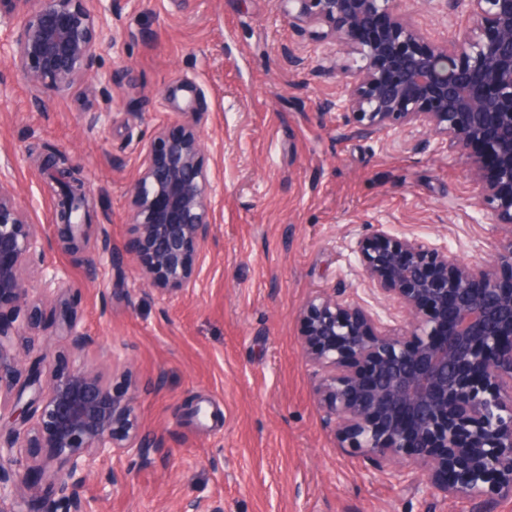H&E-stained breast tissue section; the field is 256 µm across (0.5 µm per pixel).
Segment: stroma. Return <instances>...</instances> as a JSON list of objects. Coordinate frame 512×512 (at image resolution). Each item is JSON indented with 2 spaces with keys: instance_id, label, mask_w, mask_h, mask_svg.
<instances>
[{
  "instance_id": "35a3bbf8",
  "label": "stroma",
  "mask_w": 512,
  "mask_h": 512,
  "mask_svg": "<svg viewBox=\"0 0 512 512\" xmlns=\"http://www.w3.org/2000/svg\"><path fill=\"white\" fill-rule=\"evenodd\" d=\"M413 19L445 39L464 13L408 0ZM299 58L288 65L285 54ZM347 55L289 25L280 0H112V38L89 84L34 90L0 56V169L16 203L46 233L42 265L67 270L85 332L84 354L64 340L63 305L36 332L60 365L107 367L125 353L134 413L157 447L101 462L79 494L85 512H177L189 499L223 512H478L462 498L410 495L344 451L313 394L303 357L302 308L334 289L370 300L355 252L368 225L386 224L478 260L493 226L478 186L447 147L420 149L423 131L370 140L347 135L328 109ZM196 113L204 164L218 185L196 288L159 300L124 252L127 192L156 126L178 133ZM65 153L86 181L94 218L83 251L69 252L53 215L40 146ZM200 414L180 416L188 402Z\"/></svg>"
}]
</instances>
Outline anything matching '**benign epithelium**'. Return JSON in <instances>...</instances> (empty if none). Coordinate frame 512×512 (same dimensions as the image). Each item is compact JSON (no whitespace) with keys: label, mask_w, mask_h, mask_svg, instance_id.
Here are the masks:
<instances>
[{"label":"benign epithelium","mask_w":512,"mask_h":512,"mask_svg":"<svg viewBox=\"0 0 512 512\" xmlns=\"http://www.w3.org/2000/svg\"><path fill=\"white\" fill-rule=\"evenodd\" d=\"M288 23L316 42L346 50L336 68L344 131L375 137L420 128L464 158L481 186L478 205L494 224L490 258L466 262L448 248L369 226L356 252L376 307L319 292L303 308V353L319 376L315 396L340 447L412 493L462 496L492 512L512 498V0H442L467 23L446 42L428 38L405 0H280ZM0 27L12 32L9 61L38 88L65 93L83 84L106 40L102 0H0ZM180 134L157 130L128 189L132 251L142 279L166 296L203 272L217 185L202 155L196 114ZM48 165L64 177L57 229L71 236L70 200L84 199L65 155ZM0 172V512H26L32 453L50 448L43 512H83L78 488L99 462L152 447L117 391L128 359L109 371L53 363V341L30 335L33 313L68 292L65 272L27 271L44 252L43 225L31 223ZM80 354L93 343L77 308L65 321ZM39 351L28 369L23 355Z\"/></svg>","instance_id":"7a95c632"}]
</instances>
